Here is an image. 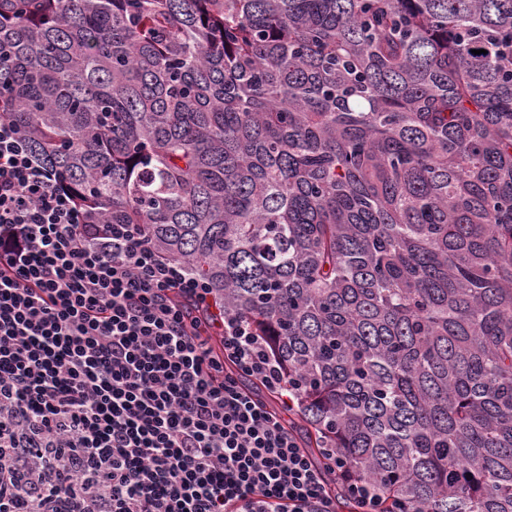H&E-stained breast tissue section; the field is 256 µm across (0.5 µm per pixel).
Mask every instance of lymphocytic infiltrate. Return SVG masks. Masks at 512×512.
<instances>
[{
	"mask_svg": "<svg viewBox=\"0 0 512 512\" xmlns=\"http://www.w3.org/2000/svg\"><path fill=\"white\" fill-rule=\"evenodd\" d=\"M140 224H97L0 115V512H336V449L285 417L281 364ZM260 379L264 400L243 383Z\"/></svg>",
	"mask_w": 512,
	"mask_h": 512,
	"instance_id": "lymphocytic-infiltrate-1",
	"label": "lymphocytic infiltrate"
}]
</instances>
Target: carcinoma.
<instances>
[{
  "mask_svg": "<svg viewBox=\"0 0 512 512\" xmlns=\"http://www.w3.org/2000/svg\"><path fill=\"white\" fill-rule=\"evenodd\" d=\"M7 9L0 106L268 337L308 448L411 512H512V0Z\"/></svg>",
  "mask_w": 512,
  "mask_h": 512,
  "instance_id": "cac0c4a2",
  "label": "carcinoma"
}]
</instances>
